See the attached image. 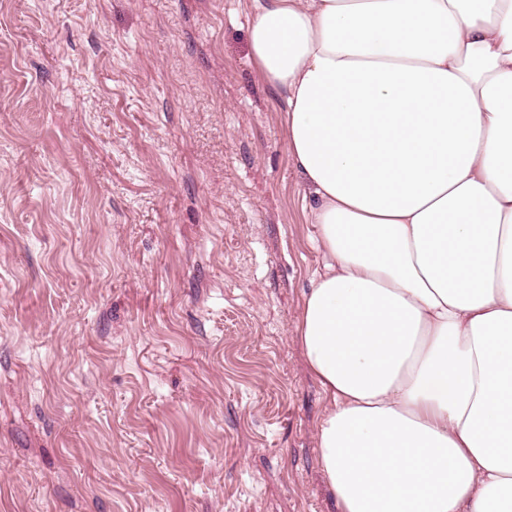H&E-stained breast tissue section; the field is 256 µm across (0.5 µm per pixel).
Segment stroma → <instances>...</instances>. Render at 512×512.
<instances>
[{
	"instance_id": "obj_1",
	"label": "stroma",
	"mask_w": 512,
	"mask_h": 512,
	"mask_svg": "<svg viewBox=\"0 0 512 512\" xmlns=\"http://www.w3.org/2000/svg\"><path fill=\"white\" fill-rule=\"evenodd\" d=\"M248 42L244 0H0V512H339Z\"/></svg>"
}]
</instances>
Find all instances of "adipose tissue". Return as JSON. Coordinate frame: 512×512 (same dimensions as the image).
I'll return each instance as SVG.
<instances>
[{
	"mask_svg": "<svg viewBox=\"0 0 512 512\" xmlns=\"http://www.w3.org/2000/svg\"><path fill=\"white\" fill-rule=\"evenodd\" d=\"M324 265L340 512H512V0H251Z\"/></svg>",
	"mask_w": 512,
	"mask_h": 512,
	"instance_id": "obj_1",
	"label": "adipose tissue"
}]
</instances>
